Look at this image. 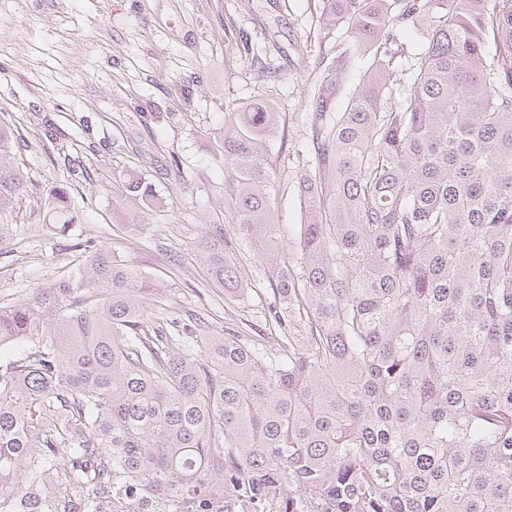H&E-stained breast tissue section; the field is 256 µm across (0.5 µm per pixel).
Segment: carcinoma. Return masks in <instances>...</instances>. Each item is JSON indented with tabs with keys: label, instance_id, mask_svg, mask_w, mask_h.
I'll return each instance as SVG.
<instances>
[{
	"label": "carcinoma",
	"instance_id": "cac0c4a2",
	"mask_svg": "<svg viewBox=\"0 0 512 512\" xmlns=\"http://www.w3.org/2000/svg\"><path fill=\"white\" fill-rule=\"evenodd\" d=\"M294 153L303 222H276L283 109L224 113L232 232L272 270L271 336H203L111 248L0 305V512H178L229 483L327 512H512V0H319ZM424 28L418 56L395 25ZM365 71L342 112L333 91ZM0 118V239L27 180ZM127 192L141 217L150 183ZM230 297L226 247L207 256ZM88 287L89 296L77 291ZM113 512H154L151 502H147L136 494V491L129 488L118 490L112 497Z\"/></svg>",
	"mask_w": 512,
	"mask_h": 512
}]
</instances>
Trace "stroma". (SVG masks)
Wrapping results in <instances>:
<instances>
[{"label":"stroma","mask_w":512,"mask_h":512,"mask_svg":"<svg viewBox=\"0 0 512 512\" xmlns=\"http://www.w3.org/2000/svg\"><path fill=\"white\" fill-rule=\"evenodd\" d=\"M335 40L316 0H0V118L31 182L0 243V303L74 271L73 246L89 241L165 282L171 312L203 318L208 335H267L274 277L253 249L229 252L246 288L237 299L197 253L232 230L215 139L225 112L259 93L285 107L277 208L299 224L290 147L309 130L305 79ZM129 170L170 210L138 223L115 187ZM56 190L77 213L62 233L44 221Z\"/></svg>","instance_id":"obj_1"}]
</instances>
